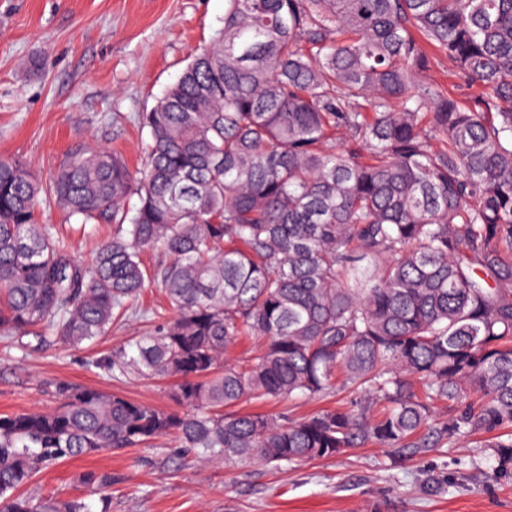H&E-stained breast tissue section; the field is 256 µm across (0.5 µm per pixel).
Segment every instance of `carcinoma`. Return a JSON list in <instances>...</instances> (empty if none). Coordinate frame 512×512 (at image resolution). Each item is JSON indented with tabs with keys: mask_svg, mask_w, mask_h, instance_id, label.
<instances>
[{
	"mask_svg": "<svg viewBox=\"0 0 512 512\" xmlns=\"http://www.w3.org/2000/svg\"><path fill=\"white\" fill-rule=\"evenodd\" d=\"M440 56L469 103L422 79ZM141 121L135 174L79 148L45 186L0 157V335L94 342L152 282L172 315L90 366L172 379L175 407L60 382L54 408L0 415V512H109L110 472L76 498L20 489L169 436L231 469L487 434L512 477V0H225ZM43 193L114 226L93 264L36 222ZM334 391L297 419L237 410Z\"/></svg>",
	"mask_w": 512,
	"mask_h": 512,
	"instance_id": "cac0c4a2",
	"label": "carcinoma"
}]
</instances>
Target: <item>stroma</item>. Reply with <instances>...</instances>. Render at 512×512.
Segmentation results:
<instances>
[{"label":"stroma","mask_w":512,"mask_h":512,"mask_svg":"<svg viewBox=\"0 0 512 512\" xmlns=\"http://www.w3.org/2000/svg\"><path fill=\"white\" fill-rule=\"evenodd\" d=\"M223 23L224 0H0V156L25 159L44 182L80 147L118 152L140 167V114ZM38 221L67 233L73 256L87 265L112 235L108 224L77 232L78 217L52 203L41 205ZM148 327L133 316L79 347L52 340L25 349L0 338V414L54 406L59 380L172 407L169 381L115 379L88 366ZM483 441L476 434L404 459L369 444L285 468L228 470L194 462L168 438L63 462L29 491L77 497L80 474L96 470L116 478L110 512H512V479L488 480L495 460ZM430 475L449 478L448 487L424 489Z\"/></svg>","instance_id":"stroma-1"}]
</instances>
